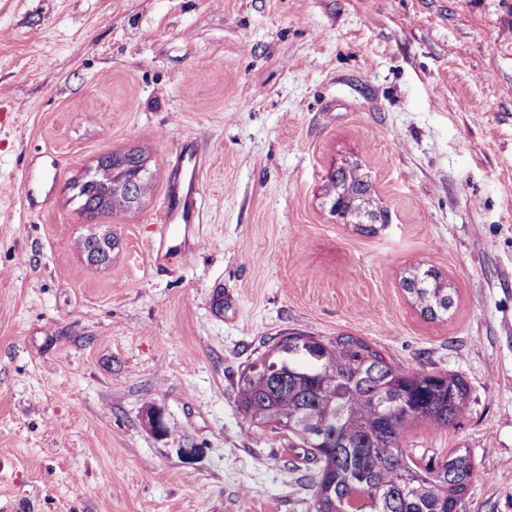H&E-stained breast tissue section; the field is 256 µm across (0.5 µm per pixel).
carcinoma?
Segmentation results:
<instances>
[{
	"label": "carcinoma",
	"mask_w": 512,
	"mask_h": 512,
	"mask_svg": "<svg viewBox=\"0 0 512 512\" xmlns=\"http://www.w3.org/2000/svg\"><path fill=\"white\" fill-rule=\"evenodd\" d=\"M147 174L140 154L102 157L96 174L74 183L81 215L92 220L130 208ZM327 196L336 218L363 233L389 223L356 163L330 176ZM116 244L108 230H92L79 241L87 262L97 264L111 260ZM402 287L430 320L454 306V289L433 268H415ZM238 384L254 432L284 430L311 449L318 464L309 478L314 512H462L474 471L469 450L456 448L436 464L421 465L402 445L412 423L440 429L454 422L469 398L462 377L399 369L356 336L326 343L293 333L248 364Z\"/></svg>",
	"instance_id": "cac0c4a2"
}]
</instances>
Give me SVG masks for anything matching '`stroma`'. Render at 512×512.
I'll return each mask as SVG.
<instances>
[{"label": "stroma", "instance_id": "obj_1", "mask_svg": "<svg viewBox=\"0 0 512 512\" xmlns=\"http://www.w3.org/2000/svg\"><path fill=\"white\" fill-rule=\"evenodd\" d=\"M186 146L201 221L158 263ZM112 152L149 177L94 266L71 186ZM346 160L377 234L329 212ZM418 266L447 318L404 292ZM294 331L461 376L454 423L402 442L468 449L465 512H512V0H0V508L312 512L315 459L238 393ZM402 287L427 319L443 318L454 306V288L434 268L416 267L409 276L403 278Z\"/></svg>", "mask_w": 512, "mask_h": 512}]
</instances>
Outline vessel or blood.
Instances as JSON below:
<instances>
[{
	"mask_svg": "<svg viewBox=\"0 0 512 512\" xmlns=\"http://www.w3.org/2000/svg\"><path fill=\"white\" fill-rule=\"evenodd\" d=\"M174 167L176 178L166 190V201L160 209L158 221L163 227L174 224H195L199 221L197 196L201 169L196 158L188 152L180 153Z\"/></svg>",
	"mask_w": 512,
	"mask_h": 512,
	"instance_id": "vessel-or-blood-1",
	"label": "vessel or blood"
}]
</instances>
